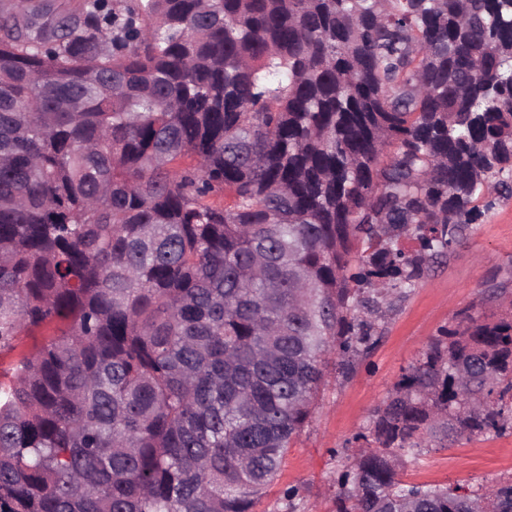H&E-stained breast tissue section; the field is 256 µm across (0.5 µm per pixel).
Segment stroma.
<instances>
[{"instance_id":"35a3bbf8","label":"stroma","mask_w":512,"mask_h":512,"mask_svg":"<svg viewBox=\"0 0 512 512\" xmlns=\"http://www.w3.org/2000/svg\"><path fill=\"white\" fill-rule=\"evenodd\" d=\"M494 285L512 291V197L496 198L490 216L473 225L447 258L434 264L406 299L395 303L377 345L354 359L348 377H340L334 357H327L313 418L289 448L280 474L255 512H288L287 492L292 488L299 493L298 512H336L338 477L362 448V435L368 434L371 419L404 370L458 311L471 305L487 316L499 313L498 303L483 298L484 289ZM403 479L471 490L512 481V432L422 449Z\"/></svg>"}]
</instances>
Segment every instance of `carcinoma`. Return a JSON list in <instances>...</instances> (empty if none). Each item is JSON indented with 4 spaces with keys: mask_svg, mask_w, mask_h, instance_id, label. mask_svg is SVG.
<instances>
[{
    "mask_svg": "<svg viewBox=\"0 0 512 512\" xmlns=\"http://www.w3.org/2000/svg\"><path fill=\"white\" fill-rule=\"evenodd\" d=\"M512 196L496 0L0 6V512H254L430 264ZM404 238L417 241L407 251ZM512 300L456 313L370 423L336 512H512L410 485L512 429ZM45 337L46 336H44L41 331H37L33 336L26 335L25 333L18 336L16 341L17 349L14 352L8 354L4 353L0 356V371H2V373L5 372L16 359L18 353L23 352L29 354L34 352L41 345Z\"/></svg>",
    "mask_w": 512,
    "mask_h": 512,
    "instance_id": "cac0c4a2",
    "label": "carcinoma"
}]
</instances>
